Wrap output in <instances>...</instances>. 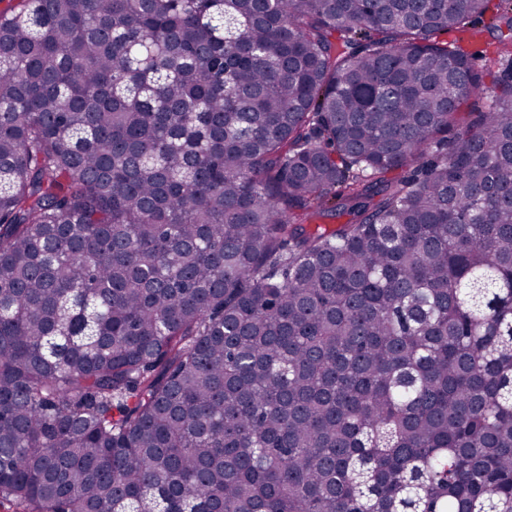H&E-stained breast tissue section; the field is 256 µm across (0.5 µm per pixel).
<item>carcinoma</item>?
<instances>
[{"label":"carcinoma","mask_w":512,"mask_h":512,"mask_svg":"<svg viewBox=\"0 0 512 512\" xmlns=\"http://www.w3.org/2000/svg\"><path fill=\"white\" fill-rule=\"evenodd\" d=\"M0 508L512 512V0L0 11Z\"/></svg>","instance_id":"obj_1"}]
</instances>
